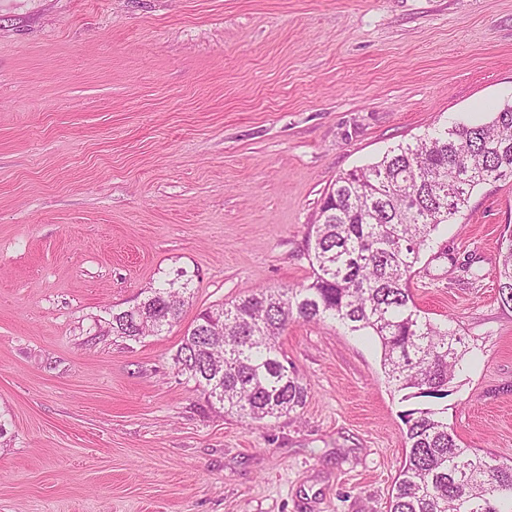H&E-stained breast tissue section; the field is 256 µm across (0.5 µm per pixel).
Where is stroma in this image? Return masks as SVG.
<instances>
[{"label":"stroma","mask_w":512,"mask_h":512,"mask_svg":"<svg viewBox=\"0 0 512 512\" xmlns=\"http://www.w3.org/2000/svg\"><path fill=\"white\" fill-rule=\"evenodd\" d=\"M512 103V0H0V512H386L407 448L365 338L290 323L302 408L245 425L173 357L198 314L309 284L336 179ZM512 178L410 288L470 351L462 446L512 463ZM182 278L180 321L114 313ZM498 273L499 294L506 303L512 302V237L500 247Z\"/></svg>","instance_id":"1"}]
</instances>
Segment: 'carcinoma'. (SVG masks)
Returning <instances> with one entry per match:
<instances>
[{
    "label": "carcinoma",
    "instance_id": "cac0c4a2",
    "mask_svg": "<svg viewBox=\"0 0 512 512\" xmlns=\"http://www.w3.org/2000/svg\"><path fill=\"white\" fill-rule=\"evenodd\" d=\"M512 178V104L485 123H457L399 145L336 179L306 236L313 280L253 291L207 309L185 331L174 360L224 412L248 423L279 419L306 402L279 336L292 321L332 320L381 346L400 402L409 452L387 512H512V465L464 448L448 427V397L468 352L462 337L421 314L410 288L430 237L487 182ZM499 294L512 302V237L500 247ZM187 288L150 289L112 315V331L136 339L180 318Z\"/></svg>",
    "mask_w": 512,
    "mask_h": 512
}]
</instances>
